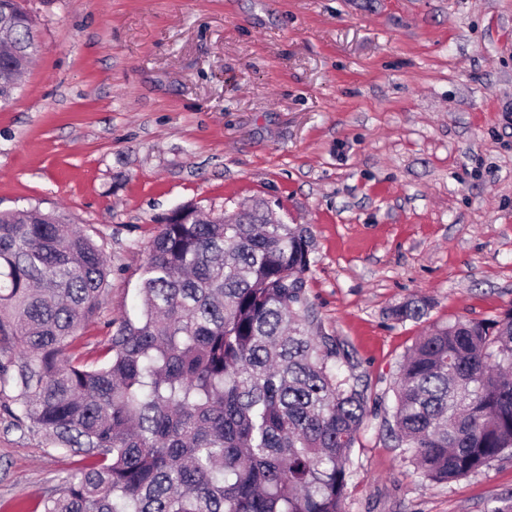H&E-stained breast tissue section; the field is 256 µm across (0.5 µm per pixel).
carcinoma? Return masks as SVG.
Here are the masks:
<instances>
[{
    "mask_svg": "<svg viewBox=\"0 0 512 512\" xmlns=\"http://www.w3.org/2000/svg\"><path fill=\"white\" fill-rule=\"evenodd\" d=\"M21 0H0V103L38 51ZM175 208L149 246L140 306L94 358L81 323L109 287L104 245L62 214L0 213V409L82 463L42 512H344L349 454L367 411L310 331L311 236ZM425 301L392 309L419 320ZM391 428L425 480L512 452V308L436 324L400 363Z\"/></svg>",
    "mask_w": 512,
    "mask_h": 512,
    "instance_id": "1",
    "label": "carcinoma"
}]
</instances>
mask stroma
I'll use <instances>...</instances> for the list:
<instances>
[{
	"mask_svg": "<svg viewBox=\"0 0 512 512\" xmlns=\"http://www.w3.org/2000/svg\"><path fill=\"white\" fill-rule=\"evenodd\" d=\"M40 49L0 104V212L66 215L111 286L101 348L177 206L270 203L306 227L313 333L368 414L345 512H492L512 457L449 483L397 448L394 382L429 325L512 307V0H25ZM431 303L419 320L392 307ZM76 459L0 417V512H36Z\"/></svg>",
	"mask_w": 512,
	"mask_h": 512,
	"instance_id": "35a3bbf8",
	"label": "stroma"
}]
</instances>
